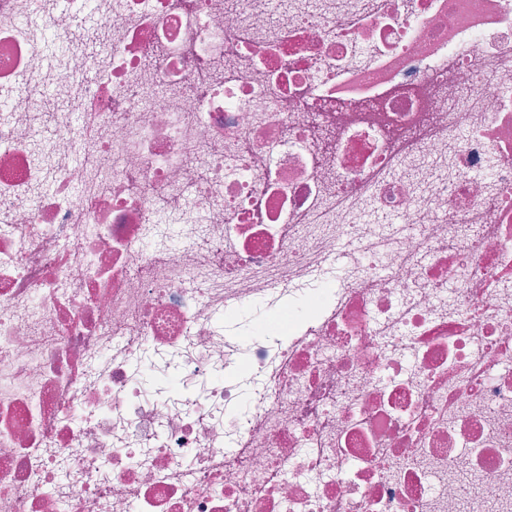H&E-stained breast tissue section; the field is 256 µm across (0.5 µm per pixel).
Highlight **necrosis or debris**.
Listing matches in <instances>:
<instances>
[{
  "mask_svg": "<svg viewBox=\"0 0 512 512\" xmlns=\"http://www.w3.org/2000/svg\"><path fill=\"white\" fill-rule=\"evenodd\" d=\"M63 505L512 512V0H0V512Z\"/></svg>",
  "mask_w": 512,
  "mask_h": 512,
  "instance_id": "obj_1",
  "label": "necrosis or debris"
}]
</instances>
